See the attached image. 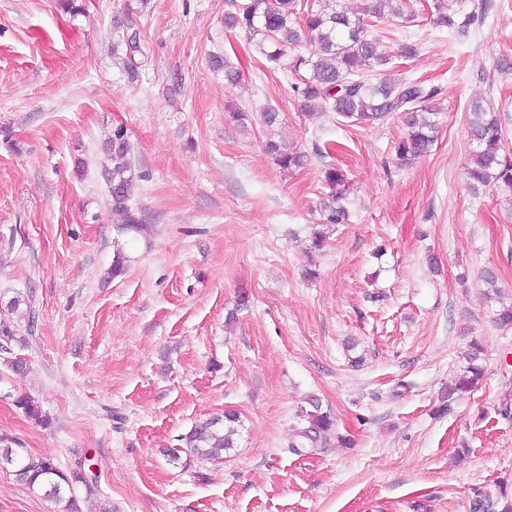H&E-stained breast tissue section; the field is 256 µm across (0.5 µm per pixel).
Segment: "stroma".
<instances>
[{
  "label": "stroma",
  "instance_id": "35a3bbf8",
  "mask_svg": "<svg viewBox=\"0 0 512 512\" xmlns=\"http://www.w3.org/2000/svg\"><path fill=\"white\" fill-rule=\"evenodd\" d=\"M77 2L0 0V304L30 292L38 310L28 372L0 367V436L81 472L77 497L114 512H471L512 497V326L496 321L512 305V197L465 175L474 100L493 103L512 155V74L495 67L512 57V0L461 39L381 22L390 73L442 89L438 137L406 168L398 117L303 114L259 37L225 30L228 0ZM118 125L147 226L134 239L103 178ZM271 142L336 143L348 223L321 211L322 160L285 170ZM119 247L130 264L112 278ZM474 341L484 376L449 401ZM27 394L49 425L16 407ZM312 397L334 426L301 455ZM227 409L240 426L222 460H169ZM0 512L59 507L0 468Z\"/></svg>",
  "mask_w": 512,
  "mask_h": 512
}]
</instances>
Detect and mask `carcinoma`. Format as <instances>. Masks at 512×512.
I'll list each match as a JSON object with an SVG mask.
<instances>
[{"label":"carcinoma","instance_id":"carcinoma-1","mask_svg":"<svg viewBox=\"0 0 512 512\" xmlns=\"http://www.w3.org/2000/svg\"><path fill=\"white\" fill-rule=\"evenodd\" d=\"M487 0H428L424 5L430 21L437 28H446L458 37L469 34L470 28L486 20ZM224 13V27L259 34L273 47L265 53L268 62L285 73L300 76L294 95L301 111L314 109L334 112L364 125H375L399 113L407 132L394 146L397 166L413 163L427 153L438 133L437 111L423 104L433 100L441 90L417 80L395 81L388 76L390 58L379 51L380 36L375 34L377 22L385 14L396 16L408 24L415 19L409 0H369L355 9L348 0H230ZM307 37L315 41L314 54L297 52L298 43ZM468 133L475 144L467 178L472 190L495 187L512 195V156L502 153V129L494 108L475 101L470 108ZM111 166L104 171L112 200V212L119 216V230L134 236L143 232L141 212L131 204L135 177L132 173L131 143L127 129L119 125L112 130L108 142ZM269 150L283 169L303 168L312 157L324 159L330 148L315 146L306 153L289 150L274 143ZM325 181L332 187L324 203L327 221L342 224L349 218L350 182L346 173L334 164L323 170ZM8 314L19 315L33 332L37 312L32 293L18 294L6 303ZM27 340L16 333L14 326L0 318V366L18 373L20 354L15 349L26 347ZM483 349L472 346L467 354L468 366L455 380L451 391L467 392L482 376L478 365ZM16 406L32 420L46 424L48 418L29 395L19 396ZM312 410L306 412L308 426L296 430L302 448L315 447L326 439L331 417L320 411L319 402L309 399ZM239 418L231 411L200 421L181 438L186 451L198 458L219 460L234 447ZM9 467L16 480L48 500L61 506L60 512H81L74 492L76 484H86L84 476L61 470L51 458L34 456L12 449Z\"/></svg>","mask_w":512,"mask_h":512}]
</instances>
